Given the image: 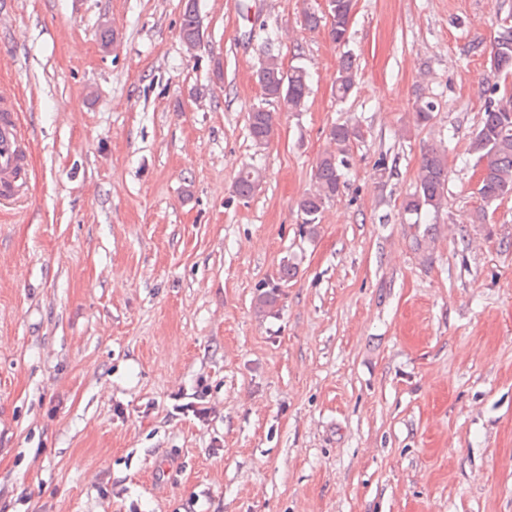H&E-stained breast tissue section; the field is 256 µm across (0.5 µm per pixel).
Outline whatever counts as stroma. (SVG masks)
Segmentation results:
<instances>
[{"label": "stroma", "instance_id": "obj_1", "mask_svg": "<svg viewBox=\"0 0 512 512\" xmlns=\"http://www.w3.org/2000/svg\"><path fill=\"white\" fill-rule=\"evenodd\" d=\"M183 2L0 0L31 145L0 207V512H512V197L472 223L467 158L512 0H354L344 46L301 24L325 0H198L191 51ZM264 30L311 91L258 147ZM340 123L362 136L311 234ZM432 146L423 252L401 202ZM181 36L189 49L197 47L203 37L201 18L196 0H185L181 15ZM357 72L356 58L351 54L344 55L336 76V98L338 100L344 101L350 97L355 88ZM360 137L361 131L355 125L338 124L330 128L329 138L336 145V150L319 158L312 172L315 188L298 202L302 222L308 227L309 232L315 230L325 205L336 196L341 184L344 183L345 172L350 165V144ZM447 185V150L431 147L422 156L414 190L402 201L403 213L416 224L422 216L442 210L447 202Z\"/></svg>", "mask_w": 512, "mask_h": 512}]
</instances>
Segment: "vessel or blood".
Returning a JSON list of instances; mask_svg holds the SVG:
<instances>
[{"mask_svg":"<svg viewBox=\"0 0 512 512\" xmlns=\"http://www.w3.org/2000/svg\"><path fill=\"white\" fill-rule=\"evenodd\" d=\"M26 166L25 138L16 118L15 97L0 91V200L18 198L23 190Z\"/></svg>","mask_w":512,"mask_h":512,"instance_id":"obj_1","label":"vessel or blood"}]
</instances>
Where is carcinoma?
I'll use <instances>...</instances> for the list:
<instances>
[{
  "mask_svg": "<svg viewBox=\"0 0 512 512\" xmlns=\"http://www.w3.org/2000/svg\"><path fill=\"white\" fill-rule=\"evenodd\" d=\"M327 12L304 11L303 23L315 30L321 25L329 26V35L337 44L348 41L353 19L354 0H326ZM181 36L190 49L197 47L203 37L197 0H185L181 15ZM272 38L265 35L267 49L256 70L257 81L268 99L277 101L290 112L301 110L310 93L311 78L301 64L284 69L278 57L271 53ZM490 73L509 76L512 74V25L504 24L498 31L489 53ZM358 72L356 58L343 56L336 76V98L344 101L355 88ZM434 104L420 99L415 105L416 123L425 125L432 119ZM250 137L256 145L267 144L275 135L278 125L277 112L256 108L247 115ZM361 137L360 129L351 124H338L330 128L329 138L336 150L324 154L317 161L312 181L314 190L305 194L298 202L302 223L314 231L325 205L336 196L345 172L349 169L348 154L352 141ZM468 155L484 172L477 194L483 206L471 218L472 223H484L486 209L512 197V105L489 98L482 117L473 131ZM260 180L256 169L242 172L235 184L237 195L247 198L252 195ZM448 160L447 150L431 147L422 156L414 190L402 201L405 215L416 221L444 208L447 202ZM277 303L276 289L259 293L255 299L257 314L270 312Z\"/></svg>",
  "mask_w": 512,
  "mask_h": 512,
  "instance_id": "carcinoma-1",
  "label": "carcinoma"
}]
</instances>
